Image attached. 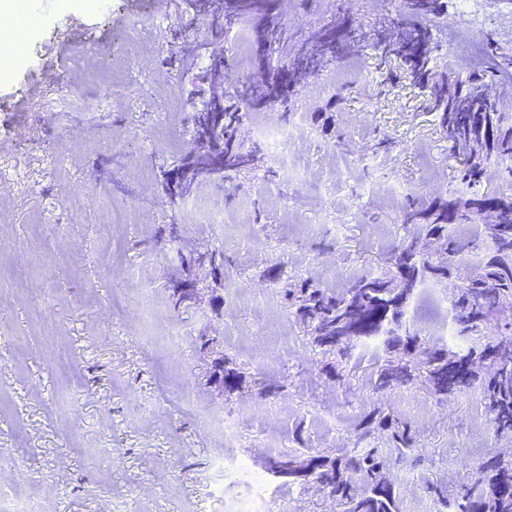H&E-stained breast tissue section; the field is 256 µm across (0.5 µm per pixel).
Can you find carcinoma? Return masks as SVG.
Returning a JSON list of instances; mask_svg holds the SVG:
<instances>
[{
  "label": "carcinoma",
  "mask_w": 512,
  "mask_h": 512,
  "mask_svg": "<svg viewBox=\"0 0 512 512\" xmlns=\"http://www.w3.org/2000/svg\"><path fill=\"white\" fill-rule=\"evenodd\" d=\"M279 0H224L226 19L238 20L258 12H270ZM406 7L426 20L405 31L394 43L384 46L402 62L401 75L411 78L423 90L430 91L432 107L440 112L441 125L452 147L466 154L455 176V185L446 198L427 202L416 197L403 209L404 224H416L428 237L432 254L417 255L406 240L398 241L389 256L387 271L380 274L361 272L338 292L321 287L309 277L290 279L276 266L268 280L281 288L286 308L314 336L323 353L333 357L325 364L326 373L339 374L352 357L357 344L380 340L384 350L396 354L378 372L373 387L404 386L414 382L409 365L400 355L408 354L411 344H419V334L411 329L406 309L411 297L426 286H449L452 279L470 284L448 293L454 312L456 335L471 338L482 333L479 316L506 304L512 305V194L482 189L486 166L496 165L505 179L512 182V113L501 110L486 91L488 76L481 70L467 72L438 69L431 56V28L428 22L444 13L447 0H405ZM279 78L263 86L255 96L236 92L220 106L224 123L211 131L209 109L192 113V125L203 140L199 153L178 165L179 181L169 190L181 195L190 190L203 174L224 176V172L242 173L248 164L243 145L237 140V127L251 111H264L296 92L290 72L294 63L289 54L277 61ZM345 102L343 91L329 99L328 111L312 115L315 123L336 128V112ZM485 205L498 208L499 229L490 231L480 219ZM458 224L480 228L483 244L470 250L453 237ZM405 276L404 295L392 297L385 292L386 282L395 274ZM504 331L495 344L504 351L503 366L485 382L483 394L494 432L500 438H512V317L503 318ZM438 365L425 376L434 395L447 397L448 350L436 352ZM386 434L384 449L369 447L376 432ZM417 435L411 425L378 408L369 411L354 433L352 450L334 459L317 450L312 453L318 477L328 493L340 502L343 512H398L397 497L390 471L397 466H416ZM484 478L464 485L462 492L434 490L446 507L454 504L458 512H512V496L498 493L502 484L512 483V459L490 460Z\"/></svg>",
  "instance_id": "carcinoma-1"
}]
</instances>
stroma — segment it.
Here are the masks:
<instances>
[{
  "label": "stroma",
  "instance_id": "stroma-1",
  "mask_svg": "<svg viewBox=\"0 0 512 512\" xmlns=\"http://www.w3.org/2000/svg\"><path fill=\"white\" fill-rule=\"evenodd\" d=\"M343 17L353 39L322 56L317 75L274 115L298 128L296 168L284 177L278 137L239 130L251 152L248 186L203 184L181 199L162 188V170L192 148L189 114L209 95L195 79L209 54L236 67L235 32L199 19L195 0H47L38 28L23 34L21 58L0 74V501L37 485L41 512H340L314 486L274 478V460L293 453L295 429L309 447L338 456L370 407L412 422L422 463L391 473L400 512L423 502L442 512L428 485L474 478L512 443L497 440L480 384L439 400L416 383L375 392L387 356L356 348L344 381L324 370L320 348L281 303L266 270L312 277L341 290L365 269L384 268L393 242L413 237L400 206L383 196H441L459 156L425 91L390 80L396 59L372 42L402 0H281L251 24L276 28L281 46L311 50L315 35ZM439 66L467 70L455 41L494 37L512 47V12L498 0H448L432 24ZM125 58L121 82H82L87 62ZM352 83L336 123L321 131L338 86ZM247 204L256 235L201 221L202 209ZM126 206L120 245L105 221ZM224 255L215 284L194 266L196 294L173 305L183 256ZM213 339L201 348L200 336ZM282 384L276 397L225 401L210 382L219 356ZM277 408L274 418L259 413Z\"/></svg>",
  "mask_w": 512,
  "mask_h": 512
}]
</instances>
